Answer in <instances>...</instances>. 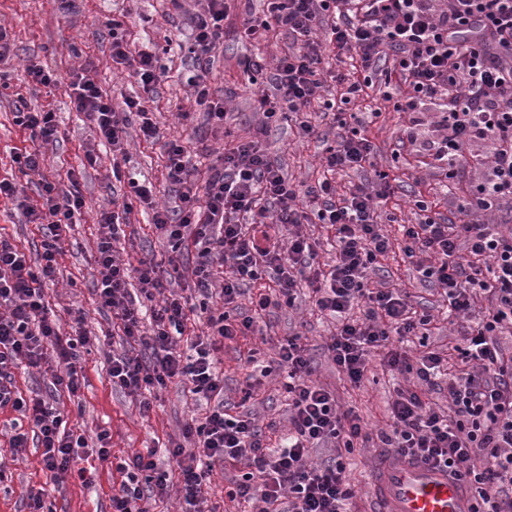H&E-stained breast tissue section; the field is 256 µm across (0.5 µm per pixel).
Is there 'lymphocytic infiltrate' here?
I'll use <instances>...</instances> for the list:
<instances>
[{
    "label": "lymphocytic infiltrate",
    "mask_w": 512,
    "mask_h": 512,
    "mask_svg": "<svg viewBox=\"0 0 512 512\" xmlns=\"http://www.w3.org/2000/svg\"><path fill=\"white\" fill-rule=\"evenodd\" d=\"M263 15H248L244 36L267 40L270 32L288 30L297 46L277 61L272 80L275 95L258 94L261 127L288 123L320 101L327 81L322 56L350 54L360 73H378L385 58L409 88L397 111L407 116L405 138L419 147L449 179H462L475 165L479 185L464 203L458 221L438 222L431 204L417 199L419 220L401 227L403 252L419 276L438 286L448 311L461 317L462 345L457 357L425 350L417 358L393 347L390 339L428 334L435 317L415 307L402 289L374 287L370 275L393 243L378 222V210L391 194L389 175L379 172L372 185H353L338 193L333 176L371 164L374 146L368 135L340 121L341 133L321 158L325 176L301 189L286 179L255 140L232 139L221 155L205 146L188 150L179 140L164 144L167 175L178 193L176 208L158 206L149 187L131 181L135 203L121 212L99 213L97 243L101 308L117 320L128 345L114 355L109 374L115 386L135 396L142 413L152 408L155 391L176 381L196 400L210 402L203 418L191 420L182 441L166 445L177 471L159 467L156 449L113 458L111 435H96L100 461H114L122 476L112 487V512H150L171 486L193 512H203L204 485L217 462H241L245 473L234 481L229 497L257 503V512H349L355 496L344 454L357 443L379 441L409 461L446 468L458 478L470 505L468 512H512V355L495 343L512 326V233L504 232L493 213L512 212V0H266ZM227 0H205L191 16L188 79L196 101L216 126L224 124V104L208 89L213 52L224 42ZM112 60L131 67L142 95L126 97L116 112L103 94L95 70L82 67L71 75V102L85 115L100 141L120 150L126 115H135L145 138L158 139L149 116L146 93L154 91L163 68L155 52L130 54L123 24L108 23ZM13 123L43 143L58 140L56 112L16 105ZM209 162L199 180L197 158ZM36 205H26L29 223L43 226L39 267L0 237V408L22 412L35 432L15 431L10 439L21 454L29 439L42 450L45 471L55 479L75 472L85 447L83 436L68 431L64 415L44 399L24 398L15 389L19 365L41 367L46 349L60 364L52 372L54 387L77 393L81 387L80 348L91 345L83 312H75V334L63 336L59 318L49 317L43 286L54 280L63 234L85 200L78 184L63 188L45 180ZM142 205L156 231L169 242L167 263L139 259L130 267L115 244L120 216ZM317 217L325 225L335 252L328 267L317 261L314 243L299 233ZM295 226L287 243L273 231ZM194 249L192 274L197 306L171 292L165 267H178ZM225 269L222 288L214 286V268ZM137 278L149 309L129 298L130 278ZM259 292L248 312L230 314L245 284ZM311 289L314 307L336 322L327 351L350 383L359 384L374 351L389 370L415 375L418 388H400L389 404L386 427L375 430L354 410H340L335 395L311 378L308 349L300 336L278 347L275 365L262 375L284 372L288 397V432L270 447L249 415L226 411L224 380L215 370V354L224 341L255 332L256 320L268 309L294 306L300 286ZM221 297L224 308L212 307ZM361 315H353L354 307ZM207 315L208 334L181 351L192 309ZM446 386L449 410L431 403L428 391ZM193 450H185V443ZM333 445L336 453L321 464L309 460L313 449Z\"/></svg>",
    "instance_id": "1"
}]
</instances>
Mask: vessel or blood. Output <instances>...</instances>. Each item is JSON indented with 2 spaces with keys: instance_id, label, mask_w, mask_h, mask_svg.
<instances>
[{
  "instance_id": "vessel-or-blood-1",
  "label": "vessel or blood",
  "mask_w": 512,
  "mask_h": 512,
  "mask_svg": "<svg viewBox=\"0 0 512 512\" xmlns=\"http://www.w3.org/2000/svg\"><path fill=\"white\" fill-rule=\"evenodd\" d=\"M370 491L378 512H466L460 484L430 464H384L372 476Z\"/></svg>"
}]
</instances>
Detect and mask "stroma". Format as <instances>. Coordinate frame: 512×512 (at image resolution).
Wrapping results in <instances>:
<instances>
[{
  "mask_svg": "<svg viewBox=\"0 0 512 512\" xmlns=\"http://www.w3.org/2000/svg\"><path fill=\"white\" fill-rule=\"evenodd\" d=\"M264 0H232L224 22L226 37L214 54L208 81L214 96L225 98L223 128H214L203 107L195 102L187 83L191 60L187 52L164 51L166 38L188 42L190 29L186 14L175 11L169 0H77L75 8L64 10L59 0H0V27L5 28L12 43L11 56L0 61V72L8 75V88H0V179L15 180L29 203H39L40 179L67 185L69 172L80 173V188L85 206L68 228L58 257L55 280L45 284V301L51 314L65 318L67 310L79 309L85 314V326L100 341L98 351L84 355V381L77 394L54 390L51 377L42 370L30 368L15 372L14 384L24 397L41 396L61 409L68 426L85 437L88 445H96V435L108 430L112 436V452L128 456L157 448L182 438V429L191 419L202 417L204 404L197 402L181 384L172 382L153 396V410L142 416L136 402L127 392L113 386L108 374V360L123 345L115 333L111 314L99 311L94 292L98 279L96 245L100 235L97 224L101 210L111 208L113 200L130 196V180L151 183L157 202L176 206L178 200L167 178V156L163 141L177 139L187 147L205 140L216 152L224 147L225 133L233 137L251 138L259 124L255 111L258 91L272 92L270 65L274 57L294 47L285 31L271 33L267 42L255 46L238 40L235 26L246 12L265 10ZM123 20L131 52L161 48L160 63L165 68L148 106L160 139L145 141L138 123H130L129 136L121 156H113L110 145L99 141L83 114L73 111L67 83L73 68L91 64L97 69L96 79L103 92L111 96L115 108H122L124 96L133 94V83L127 65L113 62L112 38L106 27L111 18ZM261 57L264 68L257 73L256 83H249L242 73L244 57ZM35 63L54 73L57 85L29 84L25 68ZM342 87L329 83L324 96L334 107L327 112L312 113L317 132L307 139L298 138L294 126L271 128L261 139L262 147L276 160L285 177L306 187L322 175L319 158L326 146L333 144L338 133L337 114L360 113L362 100H343ZM25 98L34 106L57 112L60 120L59 140L42 145L31 140L13 124L17 98ZM403 113L387 108L377 124L369 129L380 169L391 177L394 193L389 209L396 222L384 223V232L399 238V227L417 221L413 200L424 195L433 199L440 220H457L460 197L444 191L445 178L428 159L399 141ZM94 147L98 162L85 164L87 147ZM40 149L44 163L42 175H24L11 160L12 148ZM40 225L28 223L15 202L0 199V236L8 239L30 258H37L42 239ZM117 248L123 258L137 262L143 257L164 259L168 256L166 239L149 224L142 207H135L123 227ZM373 281L389 288H404L415 303L438 315L437 327L429 343L432 349L448 348V322L441 314L445 303L438 290L420 279L400 249H393L372 273ZM336 323L314 310L308 290H301L293 307L272 308L259 318L255 334L225 341L217 353V369L224 378V403L232 412L243 411L267 429L271 441H278L288 425V399L280 378H263L251 399L242 390L251 372L246 364L249 350H257L260 359L271 362L277 357L278 344L289 336L301 335L313 360V380L328 388L344 407L357 412L370 428L378 429L387 420L388 401L400 377L385 368L379 357H372L361 385H351L338 373L328 356L326 342L334 334ZM22 413L0 408V512H29L30 493L45 491V505L52 512H111L113 472L111 464L99 465L92 485H83L69 477L56 481L47 476L41 463V449L27 448L23 455H13L9 439L13 423L22 421ZM378 451L373 447L357 449L346 460L356 486L353 512H375L377 504L369 492L370 471ZM239 472L230 464H215L205 486L207 504L219 512H242L238 502L230 501L227 491Z\"/></svg>",
  "mask_w": 512,
  "mask_h": 512,
  "instance_id": "35a3bbf8",
  "label": "stroma"
}]
</instances>
